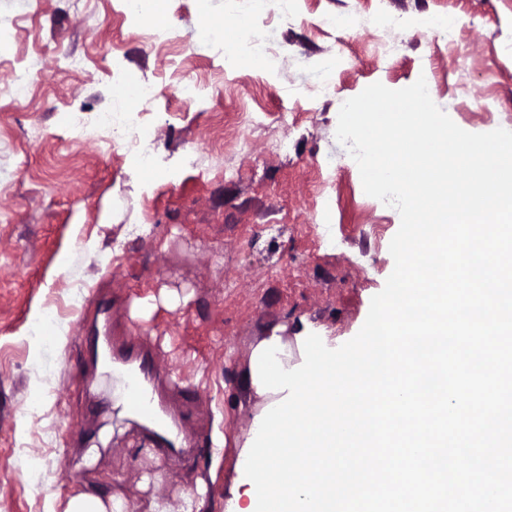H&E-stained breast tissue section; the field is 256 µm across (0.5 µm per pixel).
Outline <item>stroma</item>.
<instances>
[{
  "mask_svg": "<svg viewBox=\"0 0 512 512\" xmlns=\"http://www.w3.org/2000/svg\"><path fill=\"white\" fill-rule=\"evenodd\" d=\"M33 4L21 28L36 35L45 80L27 108L0 100V512H62L78 492L118 493L132 505L160 497L180 512L200 481L208 486L200 512H225L238 451H216L215 439L245 436L252 425L241 376L257 339L275 331L341 346L394 269L400 215L365 194L336 139L341 105L372 83L396 90L422 77L463 130L512 131V0H214L210 30L196 0H166L163 21L190 37L188 51L151 47L129 19L136 0ZM262 12L277 24L273 61L261 37L241 40ZM240 43L241 61L228 63L227 48ZM60 45L88 56L86 72L57 66ZM328 67L335 87L323 91L314 75ZM174 73L220 77L224 88L191 106L174 90L157 105L132 103L130 121L155 140L148 166L121 164L65 121L72 109L104 121L122 76L157 85ZM460 82L488 96L492 115L456 109ZM302 88L308 102L288 113L285 152L250 141L230 179L220 161L202 177L184 167L189 150L223 152V125L235 113L280 112L285 93ZM327 161L338 167L336 187L322 194ZM76 239L97 248L78 300L60 271ZM41 308L68 329L50 390L34 407L30 331ZM82 326L138 338L170 367V407L204 434L192 453L170 455L125 412L95 411L108 385L73 346ZM80 426L88 442L77 448Z\"/></svg>",
  "mask_w": 512,
  "mask_h": 512,
  "instance_id": "obj_1",
  "label": "stroma"
}]
</instances>
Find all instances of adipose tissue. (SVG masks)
I'll use <instances>...</instances> for the list:
<instances>
[{
  "instance_id": "adipose-tissue-1",
  "label": "adipose tissue",
  "mask_w": 512,
  "mask_h": 512,
  "mask_svg": "<svg viewBox=\"0 0 512 512\" xmlns=\"http://www.w3.org/2000/svg\"><path fill=\"white\" fill-rule=\"evenodd\" d=\"M436 294V289L419 288L389 296L383 328L348 356L336 355L323 336H299L288 342L273 333L258 340L244 386L261 404L242 442L237 483L243 498L233 501L227 512H334L339 499L335 480L318 481L311 473L323 457L334 454L333 420L341 406L336 385L367 371L384 370V353L399 338L420 330L424 298ZM65 330V323L51 313L37 316L32 333L39 376L53 375ZM272 448L301 449L302 470L294 473L265 460Z\"/></svg>"
}]
</instances>
